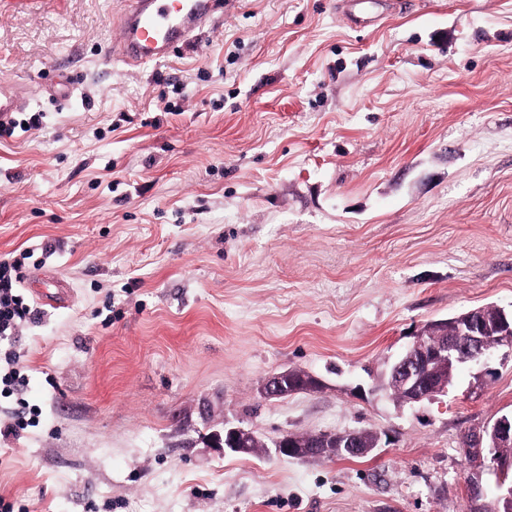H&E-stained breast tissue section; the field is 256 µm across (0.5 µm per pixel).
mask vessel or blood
Segmentation results:
<instances>
[{
    "label": "vessel or blood",
    "mask_w": 512,
    "mask_h": 512,
    "mask_svg": "<svg viewBox=\"0 0 512 512\" xmlns=\"http://www.w3.org/2000/svg\"><path fill=\"white\" fill-rule=\"evenodd\" d=\"M218 9L219 0H128L109 55L133 66L164 59L210 26ZM23 106L11 85L1 82L0 122L9 121Z\"/></svg>",
    "instance_id": "1"
}]
</instances>
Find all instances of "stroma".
<instances>
[{"instance_id":"35a3bbf8","label":"stroma","mask_w":512,"mask_h":512,"mask_svg":"<svg viewBox=\"0 0 512 512\" xmlns=\"http://www.w3.org/2000/svg\"><path fill=\"white\" fill-rule=\"evenodd\" d=\"M124 0H0V257L35 317L39 414L0 436L28 512H465L468 435L512 412V355L412 406L373 392L429 321L512 309V0H222L171 57L108 58ZM75 79L56 107L45 83ZM49 245L48 253L37 244ZM320 378L266 400L267 376ZM212 410L201 418L198 406ZM230 424L263 442L221 454ZM376 430L364 458L271 439ZM23 106V100L13 92L12 86L5 81H1L0 122L7 123H0V136H12L17 127H20L22 130L26 131L39 125L41 119L39 114H33L28 119L21 120H18L17 117H15L13 113H20V111L23 109ZM23 122H26V126H23ZM231 435L233 438L232 443L235 444V448H223L220 441L223 435ZM254 438V432L242 427H222L221 429L212 430L207 435L209 447L213 448L219 453H226L231 451L238 454H244L248 451L249 441Z\"/></svg>"}]
</instances>
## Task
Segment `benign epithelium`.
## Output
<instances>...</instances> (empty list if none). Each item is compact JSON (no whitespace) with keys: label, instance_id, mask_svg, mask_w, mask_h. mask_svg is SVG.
I'll return each instance as SVG.
<instances>
[{"label":"benign epithelium","instance_id":"obj_1","mask_svg":"<svg viewBox=\"0 0 512 512\" xmlns=\"http://www.w3.org/2000/svg\"><path fill=\"white\" fill-rule=\"evenodd\" d=\"M436 334L434 322H429L415 334L405 351L386 363L383 377L398 383L407 392L406 403L415 404L448 392V373L460 364H478L493 348L506 349L512 354V311L497 309V316L489 318L483 309L473 308L457 315L454 331L441 340L432 342L428 337ZM292 370L269 375L263 382L261 393L266 399L285 398L298 392L286 385ZM233 438L232 452L244 454L254 432L242 427H222L207 435L209 447L226 453L221 440L224 435ZM362 431L320 432L314 440L298 450L289 444L292 433H283L273 440L275 453L281 458L310 459L333 456L364 457L378 447L381 435L371 432L373 441H361ZM512 447V414L502 415L492 424L470 437L465 455L470 460H489L496 474V512H512V481L506 479L509 464L501 457V449ZM487 494L479 478L469 483L466 512H484Z\"/></svg>","mask_w":512,"mask_h":512}]
</instances>
